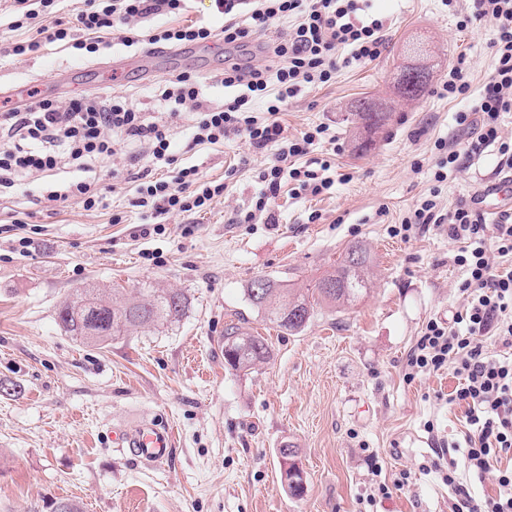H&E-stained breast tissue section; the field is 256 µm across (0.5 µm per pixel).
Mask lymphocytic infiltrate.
I'll return each instance as SVG.
<instances>
[{
	"instance_id": "lymphocytic-infiltrate-1",
	"label": "lymphocytic infiltrate",
	"mask_w": 512,
	"mask_h": 512,
	"mask_svg": "<svg viewBox=\"0 0 512 512\" xmlns=\"http://www.w3.org/2000/svg\"><path fill=\"white\" fill-rule=\"evenodd\" d=\"M213 2L215 11L226 17L224 42L228 45L240 48L258 43V34L273 24L288 26L285 36L258 43L265 64L249 60L225 64L223 107L204 106L200 84L187 73L173 76L161 92L167 110L163 120L112 97L34 98L0 113V188L13 186L18 177L51 173L65 160L81 165L92 158H110L122 139L144 146L159 167L170 170L160 177L147 170L137 174L136 206L148 209L159 222L171 214L206 209L223 196L224 182L205 179L193 166L175 167L170 151L168 123L187 108L194 116V144L218 145L233 132L244 135L255 150L273 148L260 174L264 188L255 203L267 223L275 221L267 206L282 182H300L314 196L329 191L335 180L328 174V162L320 161L315 170L302 162L326 134V126L317 125L291 138L280 115L289 99L330 82L340 67L379 58L390 41L387 19L373 15L368 0H254L249 8L244 0ZM54 3L12 0L15 28H23L30 20L37 23L35 37L15 43L14 55L62 42L91 54L108 41L130 48L143 40L135 31L140 20L185 8V0H85L84 10L68 23L52 14ZM473 7L474 18L496 22L491 42L495 64L479 96L456 114L458 126L478 125L477 136L467 149L449 150L440 161L442 170L465 168L472 155L493 144L512 164V142L503 140L499 126L501 113L512 112V0H473ZM258 101L264 102L263 111L254 110ZM442 170L436 180H443ZM408 221L447 225L449 239L461 245L455 261L468 271L463 284L467 303L456 327L429 322L408 358L416 373L453 369L460 383L449 400L466 407L469 464L477 474H497V495L478 500L455 470L443 473V483L454 493L450 512H512V467L501 465L503 458H512V270L497 274L490 264L491 254L512 256V212H500L497 223L490 226L475 203L443 211L436 199L428 197ZM492 335L503 346L494 355L485 345Z\"/></svg>"
}]
</instances>
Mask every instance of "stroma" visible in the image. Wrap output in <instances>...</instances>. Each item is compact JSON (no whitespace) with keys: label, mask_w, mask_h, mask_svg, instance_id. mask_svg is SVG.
<instances>
[{"label":"stroma","mask_w":512,"mask_h":512,"mask_svg":"<svg viewBox=\"0 0 512 512\" xmlns=\"http://www.w3.org/2000/svg\"><path fill=\"white\" fill-rule=\"evenodd\" d=\"M388 19L391 40L375 61L340 68L335 78L289 100L281 116L288 137L329 126L331 140L311 157L330 161L343 182L314 196L284 184L272 205L276 223H245L262 188L267 153L245 137L223 145H193L192 113L170 126L178 166H197L225 180L223 198L184 234L183 216L163 233L142 235L149 219L135 206L134 173L150 167L140 145L119 142L108 160L63 165L51 176L24 177L0 191V379L20 384L0 393V512H35L43 502L69 499L84 512H448L451 492L430 463L452 448L456 474L477 498L495 495V473L475 477L463 451L465 408L449 404L458 380L451 369L406 376L407 358L429 321L463 310L467 277L454 257L447 226L403 229L420 198L437 192L441 208L470 202L498 177L500 156L489 149L466 170L434 174L440 141L466 145L474 130L455 121L461 100L438 91L458 57L469 61L471 95L493 68V20L473 19L472 0L448 10L443 0H372ZM469 25H462L464 16ZM207 18L216 51L154 69L143 46L80 54L64 44L16 56L13 43L32 32L10 30L8 0H0V87L48 85L54 70L75 67L69 94L119 97L141 112H160L158 88L186 72L214 107L226 49L223 16L210 0H189L183 21ZM425 43L434 67L419 100L399 95L403 42ZM143 55L142 70L110 77L96 69L113 55ZM388 118L376 132L351 122L362 98ZM74 180L97 182L106 207L91 211L47 201L48 191ZM121 223H113V214ZM25 222L15 228L14 220ZM29 237L28 250L18 240ZM371 254V286L356 303L318 305L299 334L281 331L249 304L248 283L264 275L298 292L331 271L346 248ZM177 289L188 307L176 323L105 345L80 343L56 320L77 289L132 294L143 284ZM265 336L270 360L248 373L224 365L227 327ZM136 417L168 424L174 446L146 466L112 445V428ZM290 444L306 476L302 497L280 480L277 450ZM401 489L368 501L378 479Z\"/></svg>","instance_id":"1"}]
</instances>
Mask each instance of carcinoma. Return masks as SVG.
Masks as SVG:
<instances>
[{"label":"carcinoma","instance_id":"carcinoma-1","mask_svg":"<svg viewBox=\"0 0 512 512\" xmlns=\"http://www.w3.org/2000/svg\"><path fill=\"white\" fill-rule=\"evenodd\" d=\"M370 255L360 245L348 247L336 269L320 278L306 292L295 294L270 280L264 297H252L255 281H250L246 295L250 304L263 312L278 328L290 334L302 332L314 313V306L325 302L343 306L357 301L369 288L366 273ZM335 285L334 289L327 285ZM187 304L184 293L145 285L119 301H109L91 288L76 291L74 297L56 311L63 330L85 343L103 344L138 329L155 328L173 323L182 317ZM270 357L267 338L256 333H244L229 327L224 335V363L237 372H247Z\"/></svg>","mask_w":512,"mask_h":512}]
</instances>
